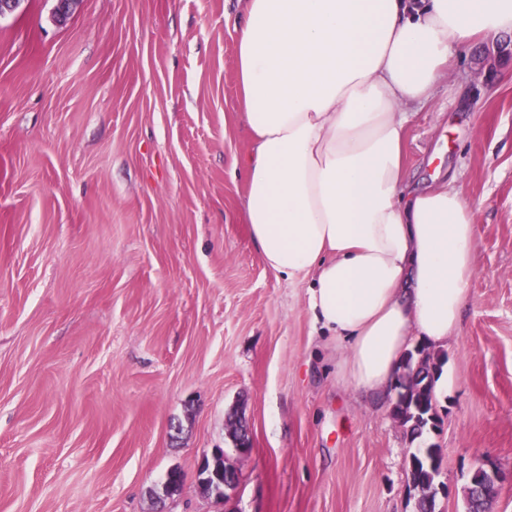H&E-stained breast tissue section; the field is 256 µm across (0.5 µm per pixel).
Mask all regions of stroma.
Returning <instances> with one entry per match:
<instances>
[{"mask_svg":"<svg viewBox=\"0 0 512 512\" xmlns=\"http://www.w3.org/2000/svg\"><path fill=\"white\" fill-rule=\"evenodd\" d=\"M55 0L0 18V512H416L415 447L442 457L435 512H466L482 459L512 512V59L472 49L406 129L408 180L455 177L476 224L439 423L412 443L393 396L340 383L310 278L252 242L236 157L239 0ZM253 447L239 455L229 420ZM224 451L223 506L196 466Z\"/></svg>","mask_w":512,"mask_h":512,"instance_id":"1","label":"stroma"}]
</instances>
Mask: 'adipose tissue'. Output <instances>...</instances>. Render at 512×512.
<instances>
[{
  "instance_id": "adipose-tissue-1",
  "label": "adipose tissue",
  "mask_w": 512,
  "mask_h": 512,
  "mask_svg": "<svg viewBox=\"0 0 512 512\" xmlns=\"http://www.w3.org/2000/svg\"><path fill=\"white\" fill-rule=\"evenodd\" d=\"M508 34L512 0H244V220L267 267L312 276L309 310L355 389H392L414 341L459 329L474 214L451 183L410 187L405 130L451 45Z\"/></svg>"
}]
</instances>
